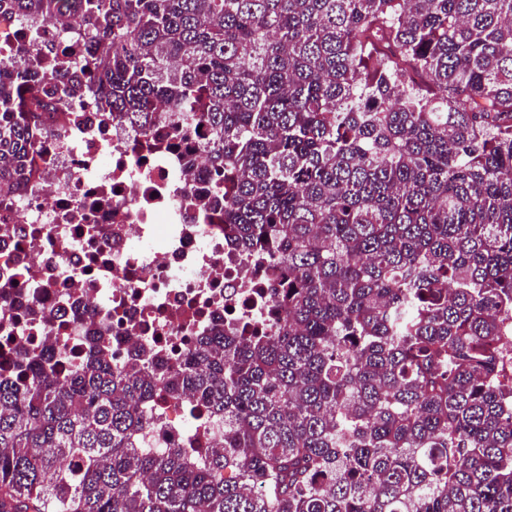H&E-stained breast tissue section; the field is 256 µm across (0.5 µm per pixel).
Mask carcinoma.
<instances>
[{
    "mask_svg": "<svg viewBox=\"0 0 512 512\" xmlns=\"http://www.w3.org/2000/svg\"><path fill=\"white\" fill-rule=\"evenodd\" d=\"M76 29L50 72L0 61V194L33 171L28 98L212 135L224 219L274 333L206 336L172 369L90 337L61 383L0 379V512H512V0H0ZM158 393L224 423L142 447Z\"/></svg>",
    "mask_w": 512,
    "mask_h": 512,
    "instance_id": "carcinoma-1",
    "label": "carcinoma"
}]
</instances>
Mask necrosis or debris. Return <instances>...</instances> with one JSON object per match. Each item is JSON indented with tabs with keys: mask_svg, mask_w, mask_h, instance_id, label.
I'll use <instances>...</instances> for the list:
<instances>
[{
	"mask_svg": "<svg viewBox=\"0 0 512 512\" xmlns=\"http://www.w3.org/2000/svg\"><path fill=\"white\" fill-rule=\"evenodd\" d=\"M36 127L34 172L0 200L1 374L51 349L67 380L96 331L116 363L174 366L201 337L270 330L275 285L224 224L207 129L171 112L135 129L87 94L40 103ZM146 416L147 448L200 452L224 438L185 399L161 396Z\"/></svg>",
	"mask_w": 512,
	"mask_h": 512,
	"instance_id": "1",
	"label": "necrosis or debris"
}]
</instances>
